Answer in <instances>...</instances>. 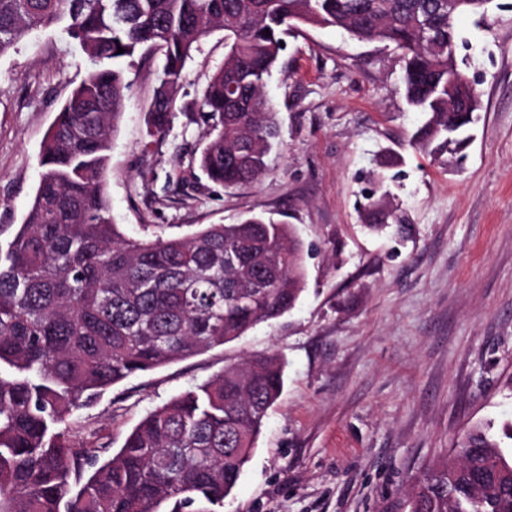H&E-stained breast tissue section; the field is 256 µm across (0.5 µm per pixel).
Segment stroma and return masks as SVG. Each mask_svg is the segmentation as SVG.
Segmentation results:
<instances>
[{
  "label": "stroma",
  "mask_w": 512,
  "mask_h": 512,
  "mask_svg": "<svg viewBox=\"0 0 512 512\" xmlns=\"http://www.w3.org/2000/svg\"><path fill=\"white\" fill-rule=\"evenodd\" d=\"M458 64L480 107L461 152L415 148L421 114L397 53L333 27L297 25L266 84L278 146L255 184L215 185L198 166L203 92L224 34L182 74L167 133L147 110L161 57L127 59L106 195L119 230L152 239L249 213L292 225L305 289L246 335L114 386L69 421L118 450L149 411L231 363L276 354L284 387L219 512H404L414 477L478 423L512 422V0L456 19ZM88 60L63 27L32 30L0 57V245L22 224L41 143ZM390 191L403 228L365 229Z\"/></svg>",
  "instance_id": "obj_1"
}]
</instances>
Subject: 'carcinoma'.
I'll return each mask as SVG.
<instances>
[{
    "label": "carcinoma",
    "instance_id": "carcinoma-1",
    "mask_svg": "<svg viewBox=\"0 0 512 512\" xmlns=\"http://www.w3.org/2000/svg\"><path fill=\"white\" fill-rule=\"evenodd\" d=\"M492 2L456 0L450 11L448 0H0V56L31 30L64 23L91 62L42 141L24 223L0 248V512L221 506L283 389L285 364L257 356L172 396L107 458V447L70 434L74 412L112 386L240 338L288 312L305 285L301 240L262 214L166 239L119 232L105 185L129 88L124 60L161 53L148 124L163 134L186 61L224 32L199 165L240 188L265 173L277 137L264 87L292 23L392 45L407 104L426 115L414 144L440 156L466 140L468 124L448 120L479 102L448 63L455 19L483 18ZM367 208L368 228L380 230L384 198ZM405 512H512V448L472 426L447 461L415 478Z\"/></svg>",
    "mask_w": 512,
    "mask_h": 512
}]
</instances>
